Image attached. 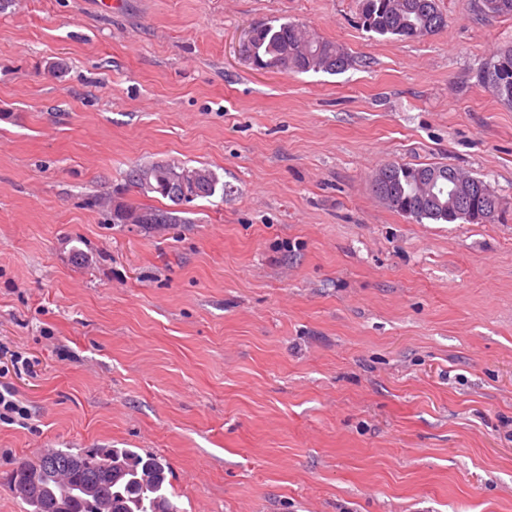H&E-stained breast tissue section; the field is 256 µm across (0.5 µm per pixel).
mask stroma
I'll return each instance as SVG.
<instances>
[{
    "mask_svg": "<svg viewBox=\"0 0 512 512\" xmlns=\"http://www.w3.org/2000/svg\"><path fill=\"white\" fill-rule=\"evenodd\" d=\"M366 32L355 0H13L0 12V342L47 448L168 463L182 512H512V105L478 79L512 17ZM300 21L344 73L260 70L249 28ZM207 166L180 223L136 165ZM444 163L505 211L417 223L384 164ZM173 210L176 209L165 210L153 207H137L123 213L121 217L122 221L128 224H177L180 220L174 214L184 211Z\"/></svg>",
    "mask_w": 512,
    "mask_h": 512,
    "instance_id": "35a3bbf8",
    "label": "stroma"
}]
</instances>
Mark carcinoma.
I'll list each match as a JSON object with an SVG mask.
<instances>
[{
    "label": "carcinoma",
    "instance_id": "obj_1",
    "mask_svg": "<svg viewBox=\"0 0 512 512\" xmlns=\"http://www.w3.org/2000/svg\"><path fill=\"white\" fill-rule=\"evenodd\" d=\"M484 13L512 17V0H481ZM358 15L366 31L380 36L414 40L447 26V19L438 0H358ZM255 37L246 51L262 69L293 72H324L341 74L350 65L347 52L333 41L325 40L298 22L278 25L262 24L254 28ZM501 69L512 80V48L500 50L479 73ZM453 167L446 164L408 166L388 163L376 171L389 184L394 202L388 207L421 223H469L471 219L458 215L448 206V198L438 203L414 207L421 195L414 172L422 173ZM128 181L142 194L156 193L175 206H189L194 201L213 197L219 188L217 174L207 167H187L174 161H157L131 170ZM128 224H175V211L153 207H137L122 214ZM104 459L95 469L85 465L90 452L55 449L44 457L20 465V468L42 476L33 498H23L28 512H48L53 501H70V512H182L169 491L165 465L152 456L144 457L130 448H107ZM97 486L103 495H80L85 484Z\"/></svg>",
    "mask_w": 512,
    "mask_h": 512
}]
</instances>
